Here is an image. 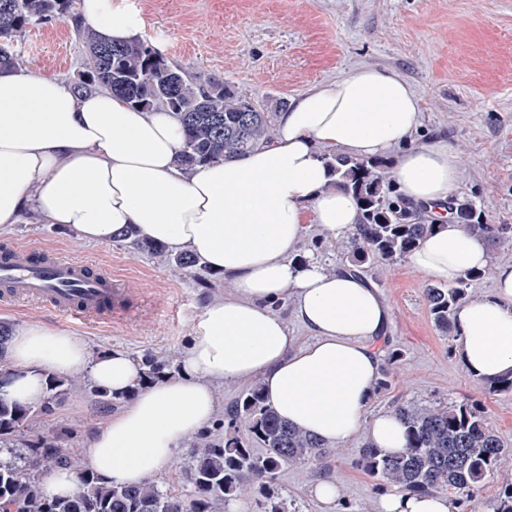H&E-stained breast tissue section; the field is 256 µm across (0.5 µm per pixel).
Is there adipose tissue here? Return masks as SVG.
<instances>
[{
  "mask_svg": "<svg viewBox=\"0 0 512 512\" xmlns=\"http://www.w3.org/2000/svg\"><path fill=\"white\" fill-rule=\"evenodd\" d=\"M84 20L116 43L141 35L142 16L121 0H82ZM419 99L399 74L358 67L310 87L279 115L270 145L232 162L188 171L176 162L181 130L166 112L131 108L111 92L77 93L44 74L0 70V227L36 214L80 240L107 243L127 226L178 251L231 288L194 320L175 376L141 385L144 367L126 351L91 355L72 333L27 324L11 337L12 373L1 391L33 404L44 376L89 371L114 394L133 392L92 436L88 464L108 481L138 484L159 473L184 441L215 414L219 385L256 380L267 402L323 444L357 434L388 451L405 444L391 412L364 420L381 377L375 347L391 313L379 288L316 255L294 258L310 225L328 239L347 238L359 218L352 193L333 188L320 149L362 159L392 156L394 180L412 205L431 210L438 227L409 256L433 281L456 285L487 267V240L449 220L459 185L456 154L441 139L412 144ZM312 336L297 345L288 318ZM460 356L479 380L512 373V263L498 265L491 293L470 300L453 319ZM379 512H453L447 495L397 489Z\"/></svg>",
  "mask_w": 512,
  "mask_h": 512,
  "instance_id": "1",
  "label": "adipose tissue"
}]
</instances>
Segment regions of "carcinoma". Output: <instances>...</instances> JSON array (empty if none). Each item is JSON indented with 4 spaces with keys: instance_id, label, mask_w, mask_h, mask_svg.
Returning a JSON list of instances; mask_svg holds the SVG:
<instances>
[{
    "instance_id": "1",
    "label": "carcinoma",
    "mask_w": 512,
    "mask_h": 512,
    "mask_svg": "<svg viewBox=\"0 0 512 512\" xmlns=\"http://www.w3.org/2000/svg\"><path fill=\"white\" fill-rule=\"evenodd\" d=\"M79 6L80 0H0V66L23 65L17 44L30 27L68 22L84 48L75 87L85 93L109 91L144 112H172L182 126V167L240 158L273 142L278 115L287 109L288 100L273 99L261 106L218 78L170 62L146 40L105 41L82 19ZM320 155L336 175L332 186L352 192L359 205V221L342 261L347 270L372 277L407 258L435 231L432 213L409 206L398 192L388 160L350 158L330 150ZM447 208L454 223L484 236L492 247L512 245L511 224H496L456 197L448 200ZM124 242L151 256L164 252L163 245L134 231L124 235ZM483 276L481 270L452 288H424L429 313L442 335L455 332L453 313ZM144 366L148 381L168 376L166 360L148 357ZM484 385L492 395H511L512 375ZM45 386L43 399L33 405L18 404L0 393V512H222L226 501L252 492L264 497L263 512H288L286 503L271 493L280 471L328 455L318 439L281 419L254 383L225 409L224 433H200L189 442L187 493L168 492L155 480L111 484L65 451L66 434L49 430L23 448L18 437L31 421L51 416L74 389L107 409L122 399L84 375L48 373ZM395 412L406 427L404 448L391 453L365 443L358 450V467L380 486L441 493L464 502L512 456V448L504 446L476 403L406 405ZM54 470L74 476L75 494L53 495L46 489L43 475ZM493 512H512V483L499 490Z\"/></svg>"
}]
</instances>
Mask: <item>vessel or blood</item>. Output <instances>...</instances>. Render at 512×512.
Returning a JSON list of instances; mask_svg holds the SVG:
<instances>
[{"instance_id":"b4317fda","label":"vessel or blood","mask_w":512,"mask_h":512,"mask_svg":"<svg viewBox=\"0 0 512 512\" xmlns=\"http://www.w3.org/2000/svg\"><path fill=\"white\" fill-rule=\"evenodd\" d=\"M21 300L47 303L60 316L86 323L120 315L124 291L108 270L54 252L15 247L0 253V307Z\"/></svg>"}]
</instances>
